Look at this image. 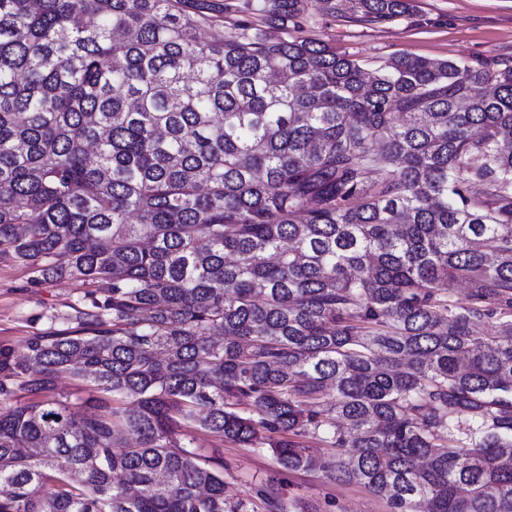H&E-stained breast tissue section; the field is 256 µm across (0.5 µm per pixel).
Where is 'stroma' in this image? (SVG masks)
Returning a JSON list of instances; mask_svg holds the SVG:
<instances>
[{"label": "stroma", "mask_w": 512, "mask_h": 512, "mask_svg": "<svg viewBox=\"0 0 512 512\" xmlns=\"http://www.w3.org/2000/svg\"><path fill=\"white\" fill-rule=\"evenodd\" d=\"M413 15L378 23H360L346 13L310 11L303 33L336 53L373 69L390 57L451 60L476 66H512V0H416ZM92 284L77 279H45L28 265L0 260V348L22 350L29 337L48 332L52 318L74 316L89 303ZM195 446L224 461V494L252 499L267 486L279 489L298 512H391L386 500L363 485L328 478L330 448L309 440L316 469L280 471L269 450L245 448L198 430Z\"/></svg>", "instance_id": "obj_1"}]
</instances>
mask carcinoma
<instances>
[{
	"instance_id": "carcinoma-1",
	"label": "carcinoma",
	"mask_w": 512,
	"mask_h": 512,
	"mask_svg": "<svg viewBox=\"0 0 512 512\" xmlns=\"http://www.w3.org/2000/svg\"><path fill=\"white\" fill-rule=\"evenodd\" d=\"M311 9L226 3L208 41L212 0H0V259L102 294L0 348V512H258L189 428L290 473L322 441L391 512H512V66L254 31ZM88 388L86 382L78 380L71 375H64L58 380L56 392L64 397L61 399L65 400L67 398L68 402L73 403L75 410L82 411L81 398L88 396Z\"/></svg>"
}]
</instances>
